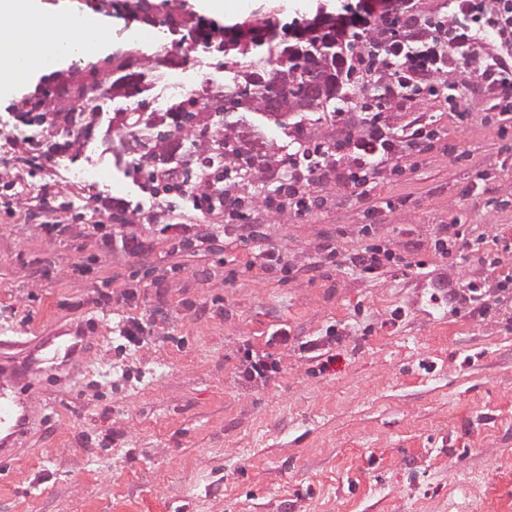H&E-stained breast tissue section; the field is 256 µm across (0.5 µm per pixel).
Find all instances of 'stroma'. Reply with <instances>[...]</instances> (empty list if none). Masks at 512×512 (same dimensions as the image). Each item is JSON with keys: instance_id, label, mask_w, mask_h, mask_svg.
I'll list each match as a JSON object with an SVG mask.
<instances>
[{"instance_id": "stroma-1", "label": "stroma", "mask_w": 512, "mask_h": 512, "mask_svg": "<svg viewBox=\"0 0 512 512\" xmlns=\"http://www.w3.org/2000/svg\"><path fill=\"white\" fill-rule=\"evenodd\" d=\"M336 13L337 0H250L217 16L230 26L278 24ZM49 18L94 15L101 50L20 78L0 92V360L20 356L58 329L86 346L62 377L26 385L36 420L0 457V512H512V297L499 280L512 252V126L466 85L386 89L360 78L337 115L307 113L262 129L274 175L241 178L247 223L204 214L177 192L150 195L115 113H164L166 68L146 72L147 91L110 97L107 58L174 49L167 26L114 14L101 0H41ZM224 56L196 47L177 67L182 97L220 89ZM97 84L90 139L54 157L17 163L7 141L23 97H61L68 82ZM421 136L381 176L353 187L333 177L308 188L304 215L280 207L288 155L322 145L351 167L353 142L372 117ZM48 224L66 225L61 236ZM103 225L92 235L88 225ZM176 224H205L207 244ZM463 225L468 247H445ZM146 253L124 250L128 233ZM332 243L335 254L324 250ZM283 260L266 270L257 245ZM392 250L373 273L351 264L367 247ZM478 285L484 310L460 312L452 288ZM143 324L139 345L119 334ZM278 362L267 379L240 372L245 351Z\"/></svg>"}]
</instances>
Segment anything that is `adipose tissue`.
Listing matches in <instances>:
<instances>
[{
    "label": "adipose tissue",
    "mask_w": 512,
    "mask_h": 512,
    "mask_svg": "<svg viewBox=\"0 0 512 512\" xmlns=\"http://www.w3.org/2000/svg\"><path fill=\"white\" fill-rule=\"evenodd\" d=\"M36 10L37 0H0V88L61 58L53 48L56 35L33 28Z\"/></svg>",
    "instance_id": "adipose-tissue-1"
}]
</instances>
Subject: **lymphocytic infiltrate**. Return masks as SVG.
Masks as SVG:
<instances>
[{"label": "lymphocytic infiltrate", "mask_w": 512, "mask_h": 512, "mask_svg": "<svg viewBox=\"0 0 512 512\" xmlns=\"http://www.w3.org/2000/svg\"><path fill=\"white\" fill-rule=\"evenodd\" d=\"M455 27L444 37L441 27L413 24L406 42L396 40L388 22L375 28L357 63L370 82L390 81L393 94L407 87L455 73L468 65L476 50H483L485 65L476 77L490 100L512 99V0H499L497 10L486 11L483 0H451ZM354 169L338 170L333 154L323 156L316 168H304L289 160L291 192L288 204L296 213L308 209L305 191L312 180L339 174L345 182L361 184L380 174L404 151L402 139L387 131L379 120H372L368 132L353 145Z\"/></svg>", "instance_id": "obj_1"}]
</instances>
